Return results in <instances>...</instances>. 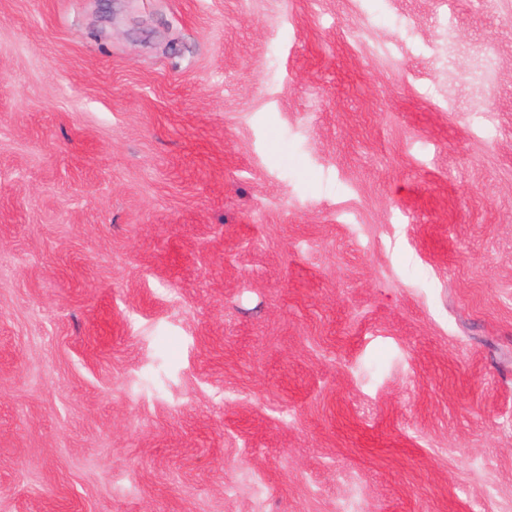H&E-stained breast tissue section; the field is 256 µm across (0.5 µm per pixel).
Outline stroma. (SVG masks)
Instances as JSON below:
<instances>
[{"mask_svg": "<svg viewBox=\"0 0 512 512\" xmlns=\"http://www.w3.org/2000/svg\"><path fill=\"white\" fill-rule=\"evenodd\" d=\"M0 512H512V0H0Z\"/></svg>", "mask_w": 512, "mask_h": 512, "instance_id": "1", "label": "stroma"}]
</instances>
